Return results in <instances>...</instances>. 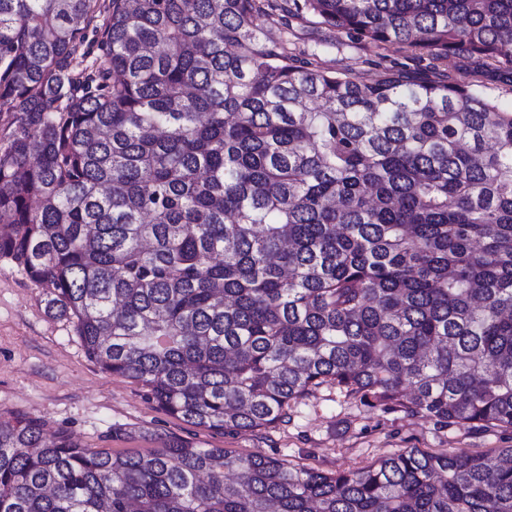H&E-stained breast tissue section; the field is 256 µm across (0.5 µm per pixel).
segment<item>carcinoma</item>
<instances>
[{
    "label": "carcinoma",
    "mask_w": 512,
    "mask_h": 512,
    "mask_svg": "<svg viewBox=\"0 0 512 512\" xmlns=\"http://www.w3.org/2000/svg\"><path fill=\"white\" fill-rule=\"evenodd\" d=\"M341 32L512 68V0H293ZM273 0H0V258L88 358L215 432L322 385L512 428V111L297 64ZM101 62L88 61V30ZM0 512H512V448L365 470L0 422Z\"/></svg>",
    "instance_id": "cac0c4a2"
}]
</instances>
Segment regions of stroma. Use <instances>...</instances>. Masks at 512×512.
<instances>
[{"label": "stroma", "mask_w": 512, "mask_h": 512, "mask_svg": "<svg viewBox=\"0 0 512 512\" xmlns=\"http://www.w3.org/2000/svg\"><path fill=\"white\" fill-rule=\"evenodd\" d=\"M269 38L300 61L363 81L388 69L408 77L469 86L501 109L512 110V71L484 60L451 55L436 60L398 44H375L340 33L317 18H274ZM46 288L0 259V420L39 418L49 431H66L82 446L114 454L164 447L177 436L232 454L261 453L323 471L365 469L404 448L492 457L512 448V429L443 426L422 415L369 407L324 385L292 402L289 420L268 431L222 435L177 419L135 381L91 362L71 323L45 311Z\"/></svg>", "instance_id": "stroma-1"}]
</instances>
